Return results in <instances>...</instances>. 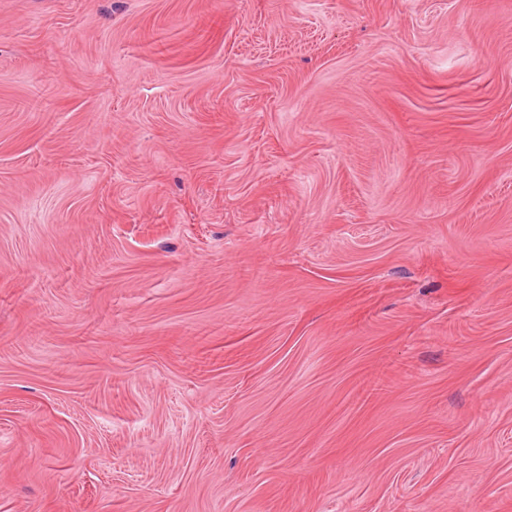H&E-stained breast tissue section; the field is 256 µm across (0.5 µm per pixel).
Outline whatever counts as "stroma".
<instances>
[{
	"mask_svg": "<svg viewBox=\"0 0 512 512\" xmlns=\"http://www.w3.org/2000/svg\"><path fill=\"white\" fill-rule=\"evenodd\" d=\"M0 512H512V0H0Z\"/></svg>",
	"mask_w": 512,
	"mask_h": 512,
	"instance_id": "obj_1",
	"label": "stroma"
}]
</instances>
